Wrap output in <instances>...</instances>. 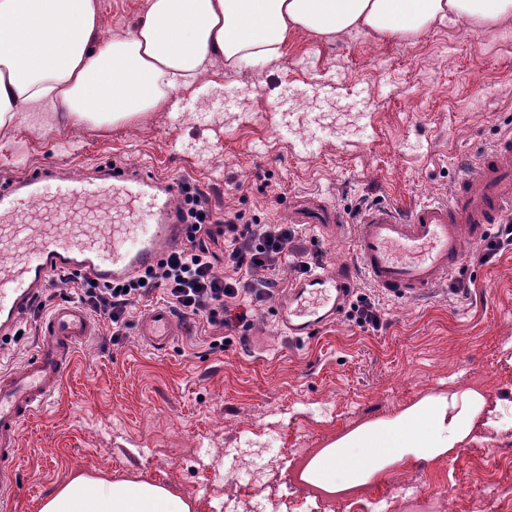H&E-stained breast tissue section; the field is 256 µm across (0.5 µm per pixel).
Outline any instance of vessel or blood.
<instances>
[{
	"instance_id": "obj_1",
	"label": "vessel or blood",
	"mask_w": 512,
	"mask_h": 512,
	"mask_svg": "<svg viewBox=\"0 0 512 512\" xmlns=\"http://www.w3.org/2000/svg\"><path fill=\"white\" fill-rule=\"evenodd\" d=\"M465 187L445 202L417 205L409 216L380 205L358 226L355 248L373 283L392 294L421 296L446 279L462 259L464 240L483 241L491 229L512 221V133L493 154L481 156ZM179 180L125 165L104 167L94 176H69L55 168L0 178V239L11 240L13 259L0 266V334L15 330L42 294L50 277L78 271L102 282L120 280L156 265L186 242L176 202ZM123 200L136 219L112 225L70 224L25 230L21 218L44 203L95 208ZM353 288L350 266L318 267L296 282L278 308V323L291 336H307L340 314ZM173 314L149 310L138 331L154 346L175 333ZM93 333L85 311L56 305L44 321L37 345L23 369L0 375V494L16 480L17 436L21 425L60 388L72 354Z\"/></svg>"
}]
</instances>
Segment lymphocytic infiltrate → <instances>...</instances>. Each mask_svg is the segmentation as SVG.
I'll return each mask as SVG.
<instances>
[{"label": "lymphocytic infiltrate", "instance_id": "f902f5d3", "mask_svg": "<svg viewBox=\"0 0 512 512\" xmlns=\"http://www.w3.org/2000/svg\"><path fill=\"white\" fill-rule=\"evenodd\" d=\"M181 193L179 212L188 226V241L156 266L135 273L120 286L78 272L60 273V281L77 285L78 302L87 312L117 328L124 324L130 309L158 291L164 302L182 315L226 325L241 295H271V283H256L252 277L287 249L294 238L293 229L273 224L260 232L241 213L220 219L197 184L187 180ZM219 238L224 241L223 260L229 270L225 276L218 274L216 256L209 248L210 241Z\"/></svg>", "mask_w": 512, "mask_h": 512}]
</instances>
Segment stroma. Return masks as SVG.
Listing matches in <instances>:
<instances>
[{"label": "stroma", "instance_id": "obj_1", "mask_svg": "<svg viewBox=\"0 0 512 512\" xmlns=\"http://www.w3.org/2000/svg\"><path fill=\"white\" fill-rule=\"evenodd\" d=\"M98 2L104 41L132 31L146 4ZM204 78L252 95L221 121L198 86L128 124L23 120L0 130V169L81 174L132 163L196 183L217 215L293 226L297 247L264 270L277 283L272 296H241L248 317L232 327L182 319L155 349L138 334L160 304L155 295L121 332L94 319L55 398L20 429L17 484L0 512H41L78 474L161 485L192 512H225L224 451L240 446L257 452L260 466L235 472L236 512H340L296 481L293 449H325L371 424L431 433L420 410L433 402L464 421L452 447L369 465L346 448L337 482L363 472L360 512H381L408 483L426 499L449 485L442 512H512V248L487 260L484 243L470 244L446 281L407 298L372 284L354 242L359 211L447 200L458 161L512 131V24L487 35L446 20L412 41L298 32L277 59L230 69L217 57ZM287 86L304 106L285 120L278 101ZM312 102L349 108L356 132L315 126ZM184 103L196 115L181 111ZM311 204L335 211L341 227L295 223L296 208ZM345 263L353 297L336 321L301 338L283 334L276 310L291 284L305 269ZM362 298L375 303L379 328L361 322ZM42 320L26 313L25 335L0 339V367L24 365Z\"/></svg>", "mask_w": 512, "mask_h": 512}]
</instances>
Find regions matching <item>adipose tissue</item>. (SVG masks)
Here are the masks:
<instances>
[{
  "label": "adipose tissue",
  "instance_id": "1",
  "mask_svg": "<svg viewBox=\"0 0 512 512\" xmlns=\"http://www.w3.org/2000/svg\"><path fill=\"white\" fill-rule=\"evenodd\" d=\"M448 17L491 31L512 22V0H146L135 29L103 41L98 0H0V129L26 113L72 125L127 124L200 82L207 61L258 66L290 34L354 31L407 40ZM433 435L372 426L340 440L370 459L405 448H445L457 429L434 417ZM41 512H191L170 490L137 481L73 477Z\"/></svg>",
  "mask_w": 512,
  "mask_h": 512
}]
</instances>
